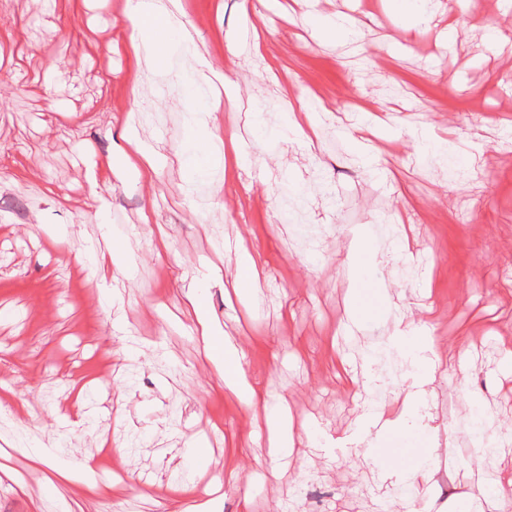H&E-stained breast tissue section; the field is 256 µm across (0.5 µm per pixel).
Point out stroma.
<instances>
[{
	"instance_id": "1",
	"label": "stroma",
	"mask_w": 512,
	"mask_h": 512,
	"mask_svg": "<svg viewBox=\"0 0 512 512\" xmlns=\"http://www.w3.org/2000/svg\"><path fill=\"white\" fill-rule=\"evenodd\" d=\"M128 0H0V448L53 442L64 461L96 462L99 482L129 480L91 498L78 481L59 488L27 459L0 478V512H163L201 502L222 480V512H406L394 478L433 468L416 495L427 512H451L478 479L456 462L471 436L473 403L492 413L488 434L512 437V6L504 0H435V23L413 26L397 0H318L316 15L356 25L316 41L295 0H180L200 54L248 92L267 63L280 84L260 87L315 106L313 146L276 153L259 142L286 126L263 111L249 129L229 105L218 112L224 163L218 194L193 189L174 157L198 140L183 120V92H157L145 59L129 55ZM456 16L466 34L448 41ZM260 52H253L251 35ZM379 125L381 166L348 160L347 131L360 110ZM462 136L479 167L465 179L418 159L422 135ZM135 136L156 153L150 179L112 173ZM411 218L395 259L383 226ZM135 253L118 281L95 277L102 225ZM368 228L377 262L355 296L348 233ZM244 242L264 270L253 297L228 285ZM396 287H389L391 275ZM243 351L262 401L287 409L303 439L288 458L268 456L263 409L224 387L197 332L185 292ZM366 330H347L351 309ZM433 327L437 349L461 367L439 379L426 409L374 443L351 435L372 394L342 370L384 342L396 323ZM83 425L68 428L77 409ZM454 429L450 456L433 457L436 429ZM280 466L285 476L271 487ZM239 475L228 485L230 475Z\"/></svg>"
}]
</instances>
